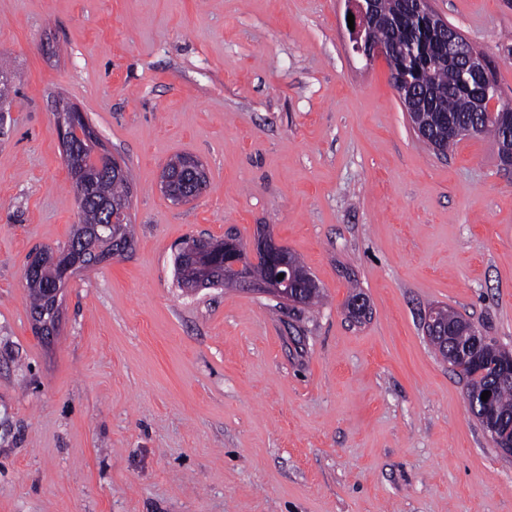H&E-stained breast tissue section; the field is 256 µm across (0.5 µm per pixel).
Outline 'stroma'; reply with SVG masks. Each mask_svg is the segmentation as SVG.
<instances>
[{"label": "stroma", "instance_id": "1", "mask_svg": "<svg viewBox=\"0 0 512 512\" xmlns=\"http://www.w3.org/2000/svg\"><path fill=\"white\" fill-rule=\"evenodd\" d=\"M430 6L512 103V0ZM348 9L0 0V512H512V455L423 329L444 306L512 351V169L486 136L419 140ZM64 106L128 169L135 242L70 280L44 341L23 271L77 221ZM183 152L209 184L176 204ZM260 224L320 305L178 288L183 239ZM78 112V110L72 107H65L55 113L54 121L55 125L58 127L62 157L67 169L75 164L77 154L76 146L72 144L73 135L83 140H85L83 132L89 136L95 135L94 130L86 119L83 125H81L83 132L80 130L78 125L80 114Z\"/></svg>", "mask_w": 512, "mask_h": 512}]
</instances>
